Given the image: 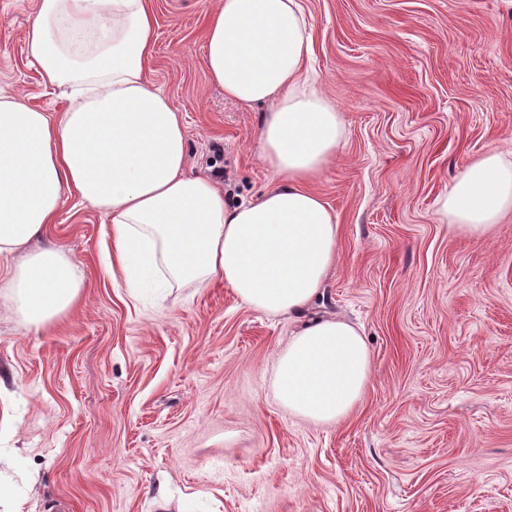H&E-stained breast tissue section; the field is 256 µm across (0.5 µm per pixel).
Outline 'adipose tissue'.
<instances>
[{
	"label": "adipose tissue",
	"instance_id": "adipose-tissue-1",
	"mask_svg": "<svg viewBox=\"0 0 512 512\" xmlns=\"http://www.w3.org/2000/svg\"><path fill=\"white\" fill-rule=\"evenodd\" d=\"M149 0H36L26 49L46 86L69 101L57 115L0 90V308L40 327L83 286L59 246L34 247L65 194L111 219L110 269L131 298L223 279L242 303L299 318L336 258L332 208L308 184L335 159L341 117L309 82V23L298 0H216L204 65L225 97L267 112L258 154L277 181L225 202L218 182L186 170L178 109L146 78L154 53ZM451 230L490 232L512 211V163L490 153L439 200ZM357 327L318 319L293 331L276 360L281 405L314 424L345 419L371 377Z\"/></svg>",
	"mask_w": 512,
	"mask_h": 512
}]
</instances>
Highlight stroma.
Listing matches in <instances>:
<instances>
[{
  "label": "stroma",
  "instance_id": "obj_1",
  "mask_svg": "<svg viewBox=\"0 0 512 512\" xmlns=\"http://www.w3.org/2000/svg\"><path fill=\"white\" fill-rule=\"evenodd\" d=\"M344 138L310 188L339 224L309 319L363 333L370 383L333 426L278 403L297 321L223 280L141 303L112 277L109 217L74 195L46 243L83 272L34 328L0 311V512H512V214L449 231L437 201L488 153L512 162V0H300ZM148 79L179 107L187 170L235 205L273 185L264 107L206 75L213 0H152ZM36 0H0V89L65 107L25 51Z\"/></svg>",
  "mask_w": 512,
  "mask_h": 512
}]
</instances>
